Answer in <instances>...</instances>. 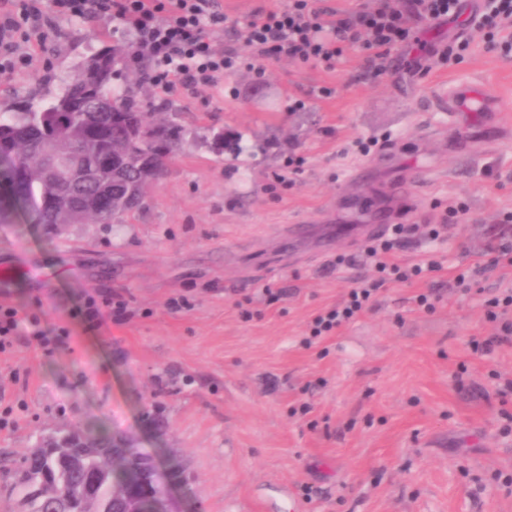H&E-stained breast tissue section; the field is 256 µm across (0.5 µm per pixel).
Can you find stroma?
<instances>
[{
    "instance_id": "stroma-1",
    "label": "stroma",
    "mask_w": 512,
    "mask_h": 512,
    "mask_svg": "<svg viewBox=\"0 0 512 512\" xmlns=\"http://www.w3.org/2000/svg\"><path fill=\"white\" fill-rule=\"evenodd\" d=\"M55 28L33 70L0 79V110L51 98L99 50L134 49L117 20ZM464 36L452 65L398 50L372 73L352 48L328 72L249 56L218 30L246 62L194 93L138 85L123 67L188 142L122 223L0 224V270L14 275L0 301L46 333L44 346L21 333L0 352V453L75 426L122 435L177 466L179 512H512V397L497 394L512 345L469 349L495 333L483 303L512 289V268L476 276L467 295L450 286L512 212V52ZM464 83L497 100L495 125L449 117ZM298 99L306 107L292 111ZM385 134L389 160L359 152L357 141ZM292 153L302 170L277 182ZM414 167L422 184L404 176ZM403 197L406 224L465 204L443 237L394 252L441 270L385 283L351 323L309 339L312 318L372 274L336 265L355 252L345 228L379 223ZM431 290L440 300L428 312L414 297ZM88 294L122 297L125 321L92 328L73 316ZM181 298L187 308L173 309Z\"/></svg>"
}]
</instances>
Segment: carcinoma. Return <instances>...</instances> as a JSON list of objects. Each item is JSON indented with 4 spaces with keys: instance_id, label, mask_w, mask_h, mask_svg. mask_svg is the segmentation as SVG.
Returning <instances> with one entry per match:
<instances>
[{
    "instance_id": "cac0c4a2",
    "label": "carcinoma",
    "mask_w": 512,
    "mask_h": 512,
    "mask_svg": "<svg viewBox=\"0 0 512 512\" xmlns=\"http://www.w3.org/2000/svg\"><path fill=\"white\" fill-rule=\"evenodd\" d=\"M111 57L106 67L96 56L82 62L53 99L0 113V132L18 137L15 147L0 151V223L21 213L33 224H71L72 214L85 212L107 188L112 199L93 223H116L142 207L147 188L162 177L186 133L159 117L153 103L114 85L122 55L114 48ZM60 146L81 160L65 182L45 165ZM117 149L115 169L103 171L99 156ZM19 166L29 180L17 190L13 175ZM53 194L61 200L54 215L41 206ZM114 441L76 428L61 433L53 448L29 449L20 466L8 469L9 496L25 506L21 512H155L153 500L112 494L131 464L113 454Z\"/></svg>"
}]
</instances>
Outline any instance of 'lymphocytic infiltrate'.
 I'll list each match as a JSON object with an SVG mask.
<instances>
[{"mask_svg": "<svg viewBox=\"0 0 512 512\" xmlns=\"http://www.w3.org/2000/svg\"><path fill=\"white\" fill-rule=\"evenodd\" d=\"M113 19L135 36L130 67L148 63L147 78L164 92L196 91L216 85L241 61L233 50L218 47L210 29L223 27L217 0H0V76L33 64L23 45L44 44L58 19ZM452 23L474 28L490 50H512V0H478L466 9L463 0H375L371 8L347 14L319 6L317 0H289L280 11L256 9L246 23L233 26L236 41L257 57L315 63L335 70L347 49L362 48L369 67L383 69L392 51L408 47L417 30ZM413 227L396 224L388 238L374 239L364 250L378 277L349 289L342 305L317 315L312 337L326 335L350 322L371 302L383 280L410 283L438 262L403 266L393 259ZM485 318L497 324L495 335L470 342L473 352L492 353L512 343V289L485 302Z\"/></svg>", "mask_w": 512, "mask_h": 512, "instance_id": "lymphocytic-infiltrate-1", "label": "lymphocytic infiltrate"}]
</instances>
